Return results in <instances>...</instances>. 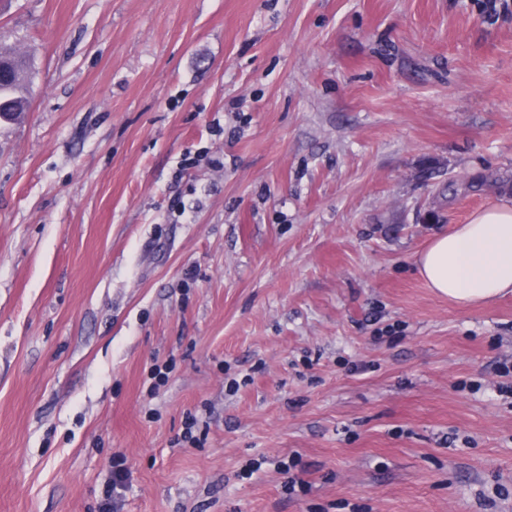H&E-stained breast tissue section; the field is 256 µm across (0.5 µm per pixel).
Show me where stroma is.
<instances>
[{"label": "stroma", "mask_w": 512, "mask_h": 512, "mask_svg": "<svg viewBox=\"0 0 512 512\" xmlns=\"http://www.w3.org/2000/svg\"><path fill=\"white\" fill-rule=\"evenodd\" d=\"M0 47V512H512V296L415 268L512 197V0H0ZM30 58L20 57L19 64L11 71V79L0 80V113L26 112L29 104L28 97L20 94L24 82L30 83V75L34 69Z\"/></svg>", "instance_id": "35a3bbf8"}]
</instances>
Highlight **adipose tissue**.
<instances>
[{"instance_id":"1","label":"adipose tissue","mask_w":512,"mask_h":512,"mask_svg":"<svg viewBox=\"0 0 512 512\" xmlns=\"http://www.w3.org/2000/svg\"><path fill=\"white\" fill-rule=\"evenodd\" d=\"M421 277L449 302L475 305L512 294V199L490 200L418 255Z\"/></svg>"}]
</instances>
